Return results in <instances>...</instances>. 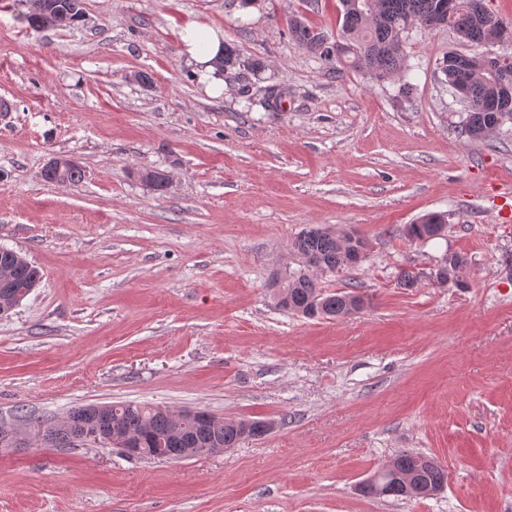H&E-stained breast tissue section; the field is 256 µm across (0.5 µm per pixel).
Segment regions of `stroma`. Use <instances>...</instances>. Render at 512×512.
<instances>
[{"label": "stroma", "instance_id": "35a3bbf8", "mask_svg": "<svg viewBox=\"0 0 512 512\" xmlns=\"http://www.w3.org/2000/svg\"><path fill=\"white\" fill-rule=\"evenodd\" d=\"M83 9L73 29L36 30L27 0H0V246L42 274L0 318V426L19 439L0 447V512H512V221L496 199L512 188V122L464 133L439 66L470 45L414 28L411 71L378 82L326 71L288 37L299 11L338 39V0ZM188 21L262 62L249 93L233 80L204 92L181 53ZM271 87L284 91L274 110ZM58 155L81 181L43 179ZM143 168L171 188L154 191ZM429 212L445 214L444 235L409 242L405 226ZM312 225L370 241L358 266L318 276L327 294L356 287L360 313L277 305ZM453 254L467 260L462 284L437 285ZM105 403L275 429L188 460L34 444L32 423ZM402 449L438 461L444 489L362 495Z\"/></svg>", "mask_w": 512, "mask_h": 512}]
</instances>
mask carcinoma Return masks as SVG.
<instances>
[{"mask_svg": "<svg viewBox=\"0 0 512 512\" xmlns=\"http://www.w3.org/2000/svg\"><path fill=\"white\" fill-rule=\"evenodd\" d=\"M342 18L341 39L335 42L334 55L326 53L318 36L322 31L311 25L308 18L288 24V35L299 47L314 55L329 69L344 62L379 81L390 80L407 70L405 43L409 31L432 20L450 29L458 41L476 46L485 44L494 27L507 28L512 43V22L497 18L485 6V0H457V9L450 14L443 10V0H339ZM54 16L53 27L72 29L84 17L73 11L71 0H46ZM471 71L468 85V112L465 132L473 139H486L491 126L508 117L512 120V86L504 88L499 74L485 67L484 54L466 55ZM313 228L303 230L294 242V248L303 264L313 261L325 272H334L348 266L347 253L336 244V234H312ZM38 278V270L26 258L11 249H0V279H6L16 288H28ZM286 300L279 306L304 317L336 318L344 299L355 291L325 294L318 282L300 269L278 285ZM318 304H313V299ZM98 431L100 442L112 443L115 431L137 438L136 458L188 459L200 454V449L233 448L243 438L244 428L254 438L265 436L261 419L242 424L226 422L212 414L185 422L177 416L149 404L130 407L115 404L105 413L85 406L76 407L65 421L46 430L42 445L58 448L75 442L86 428ZM394 471L409 481L413 489L428 483L447 481L448 473L433 458L411 451H400L392 458Z\"/></svg>", "mask_w": 512, "mask_h": 512, "instance_id": "obj_1", "label": "carcinoma"}]
</instances>
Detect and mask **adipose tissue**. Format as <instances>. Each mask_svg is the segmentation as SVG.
I'll return each instance as SVG.
<instances>
[{
  "instance_id": "obj_1",
  "label": "adipose tissue",
  "mask_w": 512,
  "mask_h": 512,
  "mask_svg": "<svg viewBox=\"0 0 512 512\" xmlns=\"http://www.w3.org/2000/svg\"><path fill=\"white\" fill-rule=\"evenodd\" d=\"M178 37L185 58L206 93L214 96L223 94L224 75L215 65L224 51L223 30L191 21L180 28Z\"/></svg>"
}]
</instances>
